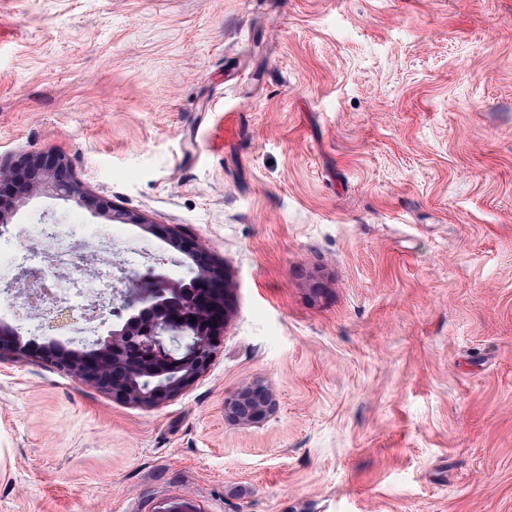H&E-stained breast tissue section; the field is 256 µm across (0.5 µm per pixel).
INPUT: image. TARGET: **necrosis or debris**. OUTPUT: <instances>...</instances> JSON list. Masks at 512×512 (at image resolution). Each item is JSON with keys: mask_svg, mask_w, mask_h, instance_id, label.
Wrapping results in <instances>:
<instances>
[{"mask_svg": "<svg viewBox=\"0 0 512 512\" xmlns=\"http://www.w3.org/2000/svg\"><path fill=\"white\" fill-rule=\"evenodd\" d=\"M33 235L39 245L27 251L26 262L48 287L38 310L66 307L76 318L72 336L94 335L98 316L116 308V292L141 265V258L133 252L104 250L92 233L76 240L55 224L34 225Z\"/></svg>", "mask_w": 512, "mask_h": 512, "instance_id": "1", "label": "necrosis or debris"}]
</instances>
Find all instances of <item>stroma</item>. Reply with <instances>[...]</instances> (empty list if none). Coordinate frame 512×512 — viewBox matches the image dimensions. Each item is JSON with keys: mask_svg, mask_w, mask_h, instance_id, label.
<instances>
[{"mask_svg": "<svg viewBox=\"0 0 512 512\" xmlns=\"http://www.w3.org/2000/svg\"><path fill=\"white\" fill-rule=\"evenodd\" d=\"M51 148L230 321L155 408L1 355L0 512H512V0H0V163ZM33 224L191 276L44 196L0 261ZM277 410L273 393L264 384L251 381L242 384L224 400V417L242 427L253 426L267 420Z\"/></svg>", "mask_w": 512, "mask_h": 512, "instance_id": "obj_1", "label": "stroma"}]
</instances>
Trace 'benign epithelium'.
Wrapping results in <instances>:
<instances>
[{
    "mask_svg": "<svg viewBox=\"0 0 512 512\" xmlns=\"http://www.w3.org/2000/svg\"><path fill=\"white\" fill-rule=\"evenodd\" d=\"M35 196L73 201L110 222L140 224L161 237L194 267L195 291L187 293L183 281L132 279L123 294L130 319L108 331L91 346L68 349L53 343L37 355L75 380L96 387L134 406L166 403L205 374L224 338L229 282L224 262L216 260L192 236L149 224L140 216L116 209L101 195L89 193L77 180L66 154L59 149L23 154L10 166H0V234L25 200ZM23 296H34L35 274L20 269L14 281ZM196 322H190L191 318ZM30 352L18 331L0 323V353ZM123 367L133 378H146L153 386L123 385L112 381V371ZM277 410L273 393L264 384H242L224 400V417L242 427L267 420Z\"/></svg>",
    "mask_w": 512,
    "mask_h": 512,
    "instance_id": "obj_1",
    "label": "benign epithelium"
}]
</instances>
